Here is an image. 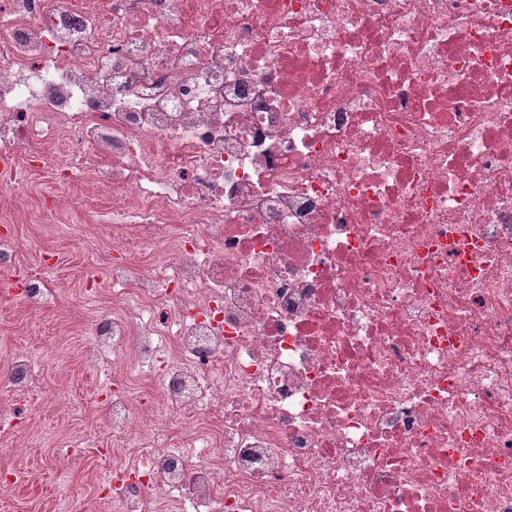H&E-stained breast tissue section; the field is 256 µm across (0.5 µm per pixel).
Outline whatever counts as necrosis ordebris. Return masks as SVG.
Masks as SVG:
<instances>
[{
	"instance_id": "obj_1",
	"label": "necrosis or debris",
	"mask_w": 512,
	"mask_h": 512,
	"mask_svg": "<svg viewBox=\"0 0 512 512\" xmlns=\"http://www.w3.org/2000/svg\"><path fill=\"white\" fill-rule=\"evenodd\" d=\"M62 138L112 192L99 505L512 512V0H0V197Z\"/></svg>"
}]
</instances>
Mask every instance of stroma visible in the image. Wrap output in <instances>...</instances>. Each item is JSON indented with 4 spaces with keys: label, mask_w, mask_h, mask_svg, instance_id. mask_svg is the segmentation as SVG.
I'll use <instances>...</instances> for the list:
<instances>
[{
    "label": "stroma",
    "mask_w": 512,
    "mask_h": 512,
    "mask_svg": "<svg viewBox=\"0 0 512 512\" xmlns=\"http://www.w3.org/2000/svg\"><path fill=\"white\" fill-rule=\"evenodd\" d=\"M58 156H48L38 172H24L26 190L7 212L12 230L31 243L33 251L58 256L48 275L62 286L66 307L35 314L14 297L0 294V397L9 394L5 357L14 347H29L42 372L41 391L22 398L19 405L29 425L28 433L21 436L31 447L29 476L0 494V512H55L56 493L64 483L71 491L68 512H85L96 480L112 467L108 456H77L69 461L56 457L57 449L98 436L95 419L108 410L103 398L105 377L82 365L80 348L89 340L96 316L106 310L100 295L106 286L100 259L113 247L111 229L95 231L78 219L79 210L104 209L112 202L111 191L90 177L77 192L72 212L49 214L34 222L35 212L58 192L52 179Z\"/></svg>",
    "instance_id": "35a3bbf8"
}]
</instances>
